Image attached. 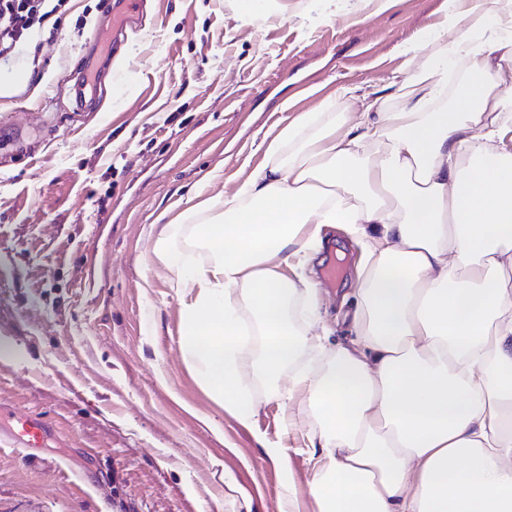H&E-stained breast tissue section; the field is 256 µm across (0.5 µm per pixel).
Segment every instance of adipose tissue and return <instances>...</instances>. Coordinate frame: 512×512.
Instances as JSON below:
<instances>
[{"instance_id": "obj_1", "label": "adipose tissue", "mask_w": 512, "mask_h": 512, "mask_svg": "<svg viewBox=\"0 0 512 512\" xmlns=\"http://www.w3.org/2000/svg\"><path fill=\"white\" fill-rule=\"evenodd\" d=\"M457 36L393 77L397 111L305 112L233 194L181 211L153 251L197 380L244 427L258 379L302 429L315 512H512V0H448ZM473 78L451 110L450 65ZM318 224L357 234L354 342L325 347L291 270Z\"/></svg>"}]
</instances>
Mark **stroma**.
Instances as JSON below:
<instances>
[{
  "label": "stroma",
  "instance_id": "obj_1",
  "mask_svg": "<svg viewBox=\"0 0 512 512\" xmlns=\"http://www.w3.org/2000/svg\"><path fill=\"white\" fill-rule=\"evenodd\" d=\"M113 0H61L0 73L28 76L0 98V405L45 413L54 440L25 460L0 452V512H279L293 481L314 512L307 455L285 435L276 385L261 383L246 429L182 355L181 298L153 252L163 213L224 198L264 162L261 141L296 114L350 112L351 88H382L452 40L446 0H282L242 15L238 0H147L145 25L111 49ZM443 27L442 39L420 33ZM103 70L96 95L84 72ZM343 250L321 314L351 343L344 294L361 249ZM285 441L271 463L255 433ZM244 488L251 507L228 495Z\"/></svg>",
  "mask_w": 512,
  "mask_h": 512
}]
</instances>
